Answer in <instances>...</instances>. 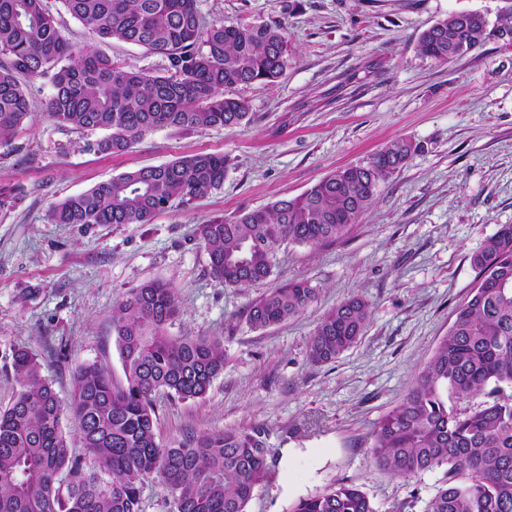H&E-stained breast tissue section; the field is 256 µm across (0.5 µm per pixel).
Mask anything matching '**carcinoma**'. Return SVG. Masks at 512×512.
<instances>
[{"mask_svg":"<svg viewBox=\"0 0 512 512\" xmlns=\"http://www.w3.org/2000/svg\"><path fill=\"white\" fill-rule=\"evenodd\" d=\"M91 40L120 41L166 59L162 71L126 69L90 46L77 48L57 27L44 0H0V149L30 116L19 77L52 88L44 112L77 130H103L98 151L121 154L161 128L232 129L248 117L232 96L241 84L278 81L286 70L283 25L244 27L203 21L199 0H63ZM487 22L477 12L452 13L419 38L423 56L446 62L479 48ZM412 150L394 141L369 162L339 168L310 189L234 220L199 224L196 235L215 281L246 287L268 279L284 244L316 246L342 238L375 200L379 183ZM228 160L198 153L159 166L121 172L53 204L54 224H149L224 184ZM477 283L399 404L379 422L372 448L384 470L412 479L447 467L425 512H512V224H503L471 258ZM307 279H292L247 312L256 329L280 324L317 300ZM176 289L149 281L113 308L125 382L96 364L71 370L62 400L27 349L14 348L16 389L0 408V512H142L146 480L171 497V512H246L267 475L261 428L193 436L177 447L157 437L156 397L204 396L224 371L220 336H170ZM369 315L358 297L316 323L309 359L329 363L357 343ZM482 393L467 411L449 401ZM78 425L84 455L73 453L62 420ZM107 473L109 479L101 477ZM293 512H377L358 486L341 484L300 501Z\"/></svg>","mask_w":512,"mask_h":512,"instance_id":"obj_1","label":"carcinoma"}]
</instances>
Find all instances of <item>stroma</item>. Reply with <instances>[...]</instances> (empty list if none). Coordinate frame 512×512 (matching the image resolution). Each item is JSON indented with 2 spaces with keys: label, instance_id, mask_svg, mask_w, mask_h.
Returning a JSON list of instances; mask_svg holds the SVG:
<instances>
[{
  "label": "stroma",
  "instance_id": "35a3bbf8",
  "mask_svg": "<svg viewBox=\"0 0 512 512\" xmlns=\"http://www.w3.org/2000/svg\"><path fill=\"white\" fill-rule=\"evenodd\" d=\"M199 8L209 23L287 30L283 78L233 90L247 124L157 129L105 154L95 148L102 131L46 116L47 82L23 81L32 112L12 152L0 154V187L17 191L0 207V407L15 391L5 357L18 346L41 361L59 396L82 363L123 382L112 310L159 279L177 292L169 335L224 339V371L203 398L157 397L162 446L263 429L269 470L247 512H293L341 483L359 486L378 512H424L444 469L407 480L379 468L374 431L475 286L472 255L512 224V41L498 35L512 0H199ZM456 12L486 17L484 44L445 63L422 56V31ZM397 140L412 153L344 238L279 248L263 283L218 285L197 225L296 197ZM197 153L228 158L223 187L152 223L48 218L52 204L113 175ZM299 278L318 288L317 300L281 324L251 328L249 306ZM352 296L369 304L362 336L334 362L313 365L314 326Z\"/></svg>",
  "mask_w": 512,
  "mask_h": 512
}]
</instances>
